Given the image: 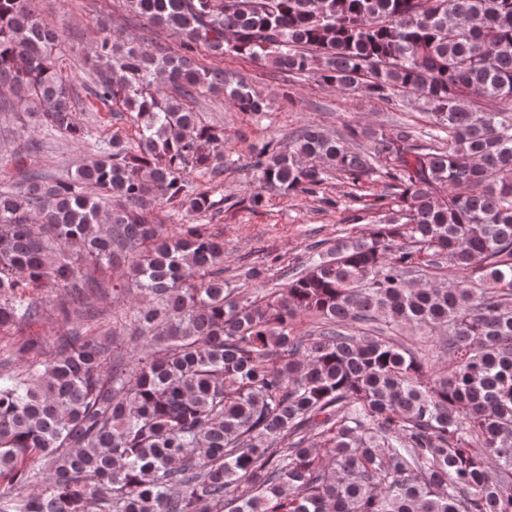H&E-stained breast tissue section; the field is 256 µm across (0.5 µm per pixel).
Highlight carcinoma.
Returning <instances> with one entry per match:
<instances>
[{
    "label": "carcinoma",
    "instance_id": "cac0c4a2",
    "mask_svg": "<svg viewBox=\"0 0 512 512\" xmlns=\"http://www.w3.org/2000/svg\"><path fill=\"white\" fill-rule=\"evenodd\" d=\"M127 4L179 38L105 35L91 52L90 94L133 114L136 146L112 137L64 180L0 192V333L42 314L27 288L68 289L59 312L82 325L0 357V512H512V0ZM61 41L37 0H0V86L81 141ZM199 48L390 109L412 93L431 118L422 137L308 125L254 148L253 209L332 170L392 189L361 207L380 215L371 234L309 247L258 299L224 282L209 225L152 219L218 204L187 179L226 163L195 93L268 109ZM88 187L115 201L105 226ZM121 264L145 299L126 313L143 347L128 361L116 330L88 334L84 305L96 270Z\"/></svg>",
    "mask_w": 512,
    "mask_h": 512
}]
</instances>
